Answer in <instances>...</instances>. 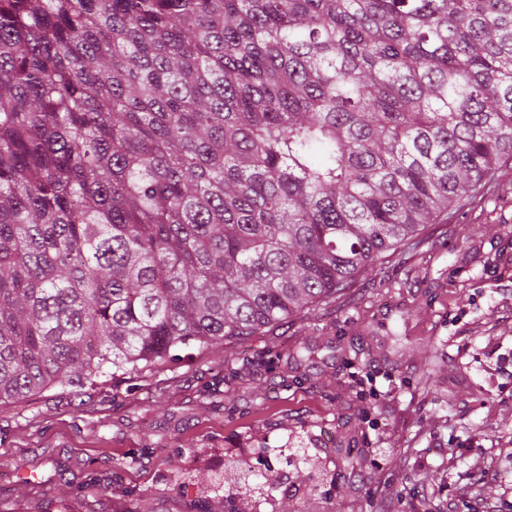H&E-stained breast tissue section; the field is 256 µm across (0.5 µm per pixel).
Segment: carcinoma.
<instances>
[{"label": "carcinoma", "mask_w": 512, "mask_h": 512, "mask_svg": "<svg viewBox=\"0 0 512 512\" xmlns=\"http://www.w3.org/2000/svg\"><path fill=\"white\" fill-rule=\"evenodd\" d=\"M512 159V0H0V418L336 300Z\"/></svg>", "instance_id": "carcinoma-1"}]
</instances>
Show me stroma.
I'll return each mask as SVG.
<instances>
[{"label":"stroma","instance_id":"35a3bbf8","mask_svg":"<svg viewBox=\"0 0 512 512\" xmlns=\"http://www.w3.org/2000/svg\"><path fill=\"white\" fill-rule=\"evenodd\" d=\"M420 238L221 354L18 404L0 420V512H203L233 461L264 475L298 441L308 463L250 512H512V161Z\"/></svg>","mask_w":512,"mask_h":512}]
</instances>
